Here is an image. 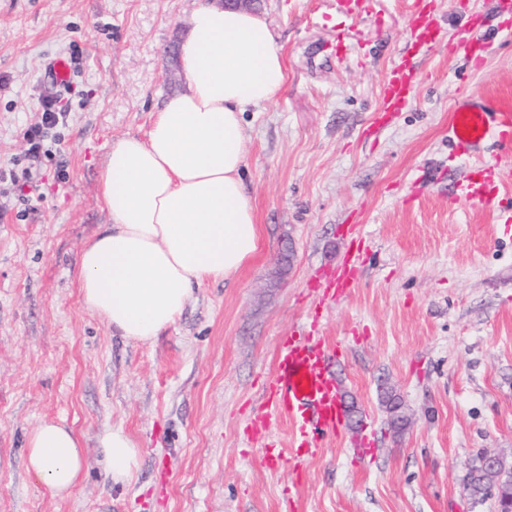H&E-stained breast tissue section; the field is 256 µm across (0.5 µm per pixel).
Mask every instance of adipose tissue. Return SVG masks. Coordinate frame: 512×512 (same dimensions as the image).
Returning a JSON list of instances; mask_svg holds the SVG:
<instances>
[{"label": "adipose tissue", "mask_w": 512, "mask_h": 512, "mask_svg": "<svg viewBox=\"0 0 512 512\" xmlns=\"http://www.w3.org/2000/svg\"><path fill=\"white\" fill-rule=\"evenodd\" d=\"M183 91L167 97L145 137L113 143L99 171L110 215L78 262L84 306L112 333L152 341L182 315L193 285L236 275L261 246L243 181V114L276 100L287 73L265 17L198 0L180 47ZM113 482L141 450L120 428L97 437ZM86 450L67 425L41 420L24 465L53 497H69Z\"/></svg>", "instance_id": "1"}]
</instances>
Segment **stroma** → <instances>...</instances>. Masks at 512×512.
<instances>
[{
  "instance_id": "1",
  "label": "stroma",
  "mask_w": 512,
  "mask_h": 512,
  "mask_svg": "<svg viewBox=\"0 0 512 512\" xmlns=\"http://www.w3.org/2000/svg\"><path fill=\"white\" fill-rule=\"evenodd\" d=\"M409 0H261L282 48L277 101L246 112L245 182L261 236L234 277L196 286L155 340L112 335L82 304L83 242L109 215L98 171L112 143L145 136L181 90L180 43L196 0H0V512H492L466 490L489 450L512 463V223L456 203L478 161L453 153L448 112L476 89L512 91L498 0H433L441 44L411 50ZM479 21L481 64L451 52ZM73 65L66 123L32 158L24 131ZM417 74L410 103L370 130L394 62ZM358 250V282L336 302L313 286ZM289 262H282L283 253ZM341 352L333 369L350 433L296 477L289 426L268 465L247 426L275 370L280 336L310 316ZM409 425L394 434L381 387ZM44 419L87 449L75 494L51 496L23 466ZM122 428L137 470L108 478L97 435ZM45 70L56 87H62L71 79V64L69 59L63 55L51 59Z\"/></svg>"
}]
</instances>
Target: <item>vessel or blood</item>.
Listing matches in <instances>:
<instances>
[{"label": "vessel or blood", "mask_w": 512, "mask_h": 512, "mask_svg": "<svg viewBox=\"0 0 512 512\" xmlns=\"http://www.w3.org/2000/svg\"><path fill=\"white\" fill-rule=\"evenodd\" d=\"M408 29L415 51L427 54L436 50L440 24L430 0H413ZM414 85V74L403 64H393L374 113L375 123L405 108ZM448 132L458 154H472L490 139L498 158L497 163L485 166V179L458 185L456 199H476L490 212L512 216V95L483 90L471 93L449 112ZM356 280L357 268L347 258L327 271L321 289L324 296L335 299L349 292ZM335 351L332 343L302 329L281 338L264 405L250 425L252 438L263 443L268 462H275L280 455L265 435L275 418L288 421L293 428L289 454L298 469L326 445L342 439L347 414L340 382L327 364Z\"/></svg>", "instance_id": "obj_1"}]
</instances>
